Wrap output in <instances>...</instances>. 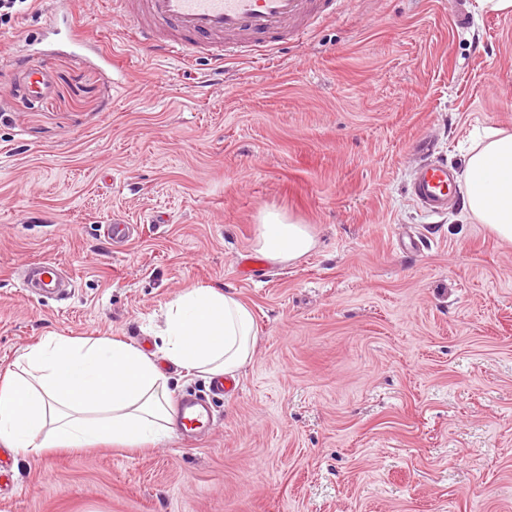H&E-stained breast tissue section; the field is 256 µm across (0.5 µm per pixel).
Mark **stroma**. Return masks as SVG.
Here are the masks:
<instances>
[{"label": "stroma", "mask_w": 512, "mask_h": 512, "mask_svg": "<svg viewBox=\"0 0 512 512\" xmlns=\"http://www.w3.org/2000/svg\"><path fill=\"white\" fill-rule=\"evenodd\" d=\"M55 8L67 32L44 31ZM339 10L218 78L130 44L99 0H30L0 28V375L50 334L154 351L192 287L237 294L258 334L196 438L0 447V512H512V243L408 192L421 138L460 172L474 128L512 130V16ZM28 46L34 103L15 91ZM269 212L315 248L257 256ZM116 220L138 227L120 250ZM33 261L71 293H28Z\"/></svg>", "instance_id": "obj_1"}]
</instances>
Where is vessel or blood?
Wrapping results in <instances>:
<instances>
[{"instance_id":"b4317fda","label":"vessel or blood","mask_w":512,"mask_h":512,"mask_svg":"<svg viewBox=\"0 0 512 512\" xmlns=\"http://www.w3.org/2000/svg\"><path fill=\"white\" fill-rule=\"evenodd\" d=\"M113 17L130 22V40L186 61L200 60L212 72L224 62L259 48L303 41L313 27L336 15L334 0H105ZM411 197L439 214L457 195V177L447 165L426 162L409 185ZM27 281L47 293L62 291L50 262L28 264ZM181 431L191 436L208 420L205 401L179 402Z\"/></svg>"}]
</instances>
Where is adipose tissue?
<instances>
[{
    "mask_svg": "<svg viewBox=\"0 0 512 512\" xmlns=\"http://www.w3.org/2000/svg\"><path fill=\"white\" fill-rule=\"evenodd\" d=\"M465 209L512 242V131L488 127L468 155ZM255 244L276 263L315 246L303 224L267 214ZM156 352L107 338L46 336L0 377V445L29 455L109 443L138 450L177 425L167 366L208 379L236 376L254 356L251 308L223 288H190L166 305Z\"/></svg>",
    "mask_w": 512,
    "mask_h": 512,
    "instance_id": "1",
    "label": "adipose tissue"
}]
</instances>
